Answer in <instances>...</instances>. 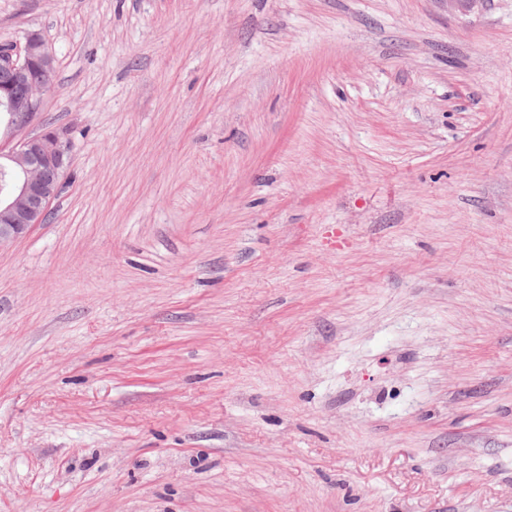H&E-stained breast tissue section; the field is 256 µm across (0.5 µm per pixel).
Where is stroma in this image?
<instances>
[{"label":"stroma","mask_w":512,"mask_h":512,"mask_svg":"<svg viewBox=\"0 0 512 512\" xmlns=\"http://www.w3.org/2000/svg\"><path fill=\"white\" fill-rule=\"evenodd\" d=\"M66 129L0 247V512H512V0H0Z\"/></svg>","instance_id":"obj_1"}]
</instances>
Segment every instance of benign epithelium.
<instances>
[{
    "label": "benign epithelium",
    "instance_id": "7a95c632",
    "mask_svg": "<svg viewBox=\"0 0 512 512\" xmlns=\"http://www.w3.org/2000/svg\"><path fill=\"white\" fill-rule=\"evenodd\" d=\"M0 66L13 76L11 83L0 86V173L9 176L8 189L0 192L1 247L45 222L69 164V149L56 128L16 139L55 82L54 57L42 37L30 32L23 43L0 47Z\"/></svg>",
    "mask_w": 512,
    "mask_h": 512
}]
</instances>
